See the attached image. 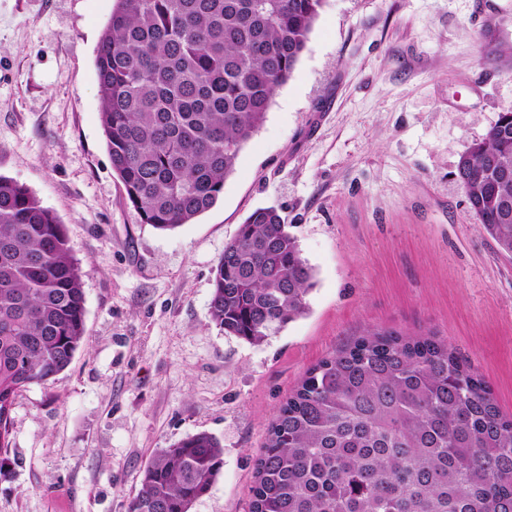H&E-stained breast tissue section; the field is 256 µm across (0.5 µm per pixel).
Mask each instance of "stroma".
<instances>
[{
	"instance_id": "35a3bbf8",
	"label": "stroma",
	"mask_w": 512,
	"mask_h": 512,
	"mask_svg": "<svg viewBox=\"0 0 512 512\" xmlns=\"http://www.w3.org/2000/svg\"><path fill=\"white\" fill-rule=\"evenodd\" d=\"M115 0H0V175L66 228L85 338L18 393L0 512H127L161 448L199 432L224 468L191 512H250L255 461L309 368L365 330L431 335L512 417V257L477 224L460 156L512 108V0H327L291 79L193 223H141L100 124ZM285 216L306 315L252 345L209 319L248 214Z\"/></svg>"
}]
</instances>
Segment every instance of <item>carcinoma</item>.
Returning a JSON list of instances; mask_svg holds the SVG:
<instances>
[{"mask_svg":"<svg viewBox=\"0 0 512 512\" xmlns=\"http://www.w3.org/2000/svg\"><path fill=\"white\" fill-rule=\"evenodd\" d=\"M326 0H116L96 48L113 170L144 224L212 207L294 73ZM469 209L512 255V108L457 164ZM313 269L274 208L224 246L209 318L263 343L303 316ZM85 336L83 274L56 214L0 175V472L18 393ZM224 467L206 432L155 452L128 512H190ZM250 512H512V419L425 336L369 330L308 370L255 463Z\"/></svg>","mask_w":512,"mask_h":512,"instance_id":"obj_1","label":"carcinoma"}]
</instances>
